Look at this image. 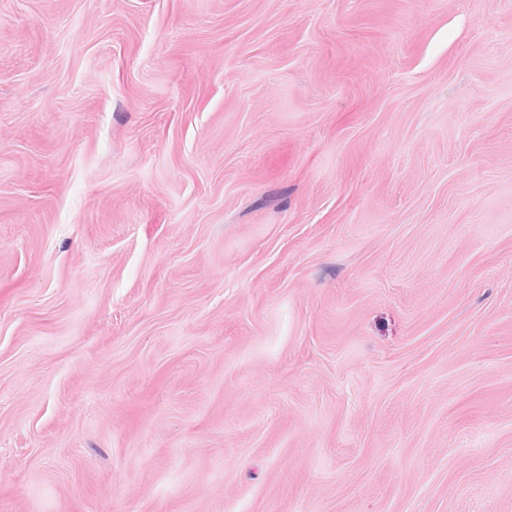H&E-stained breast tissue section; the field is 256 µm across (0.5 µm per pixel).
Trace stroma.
Wrapping results in <instances>:
<instances>
[{
  "mask_svg": "<svg viewBox=\"0 0 512 512\" xmlns=\"http://www.w3.org/2000/svg\"><path fill=\"white\" fill-rule=\"evenodd\" d=\"M0 512H512V0H0Z\"/></svg>",
  "mask_w": 512,
  "mask_h": 512,
  "instance_id": "1",
  "label": "stroma"
}]
</instances>
